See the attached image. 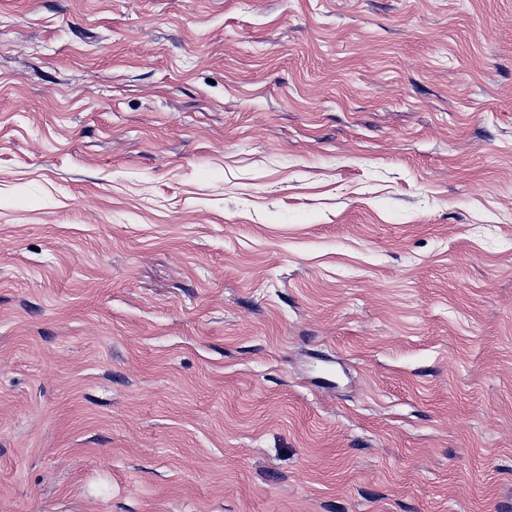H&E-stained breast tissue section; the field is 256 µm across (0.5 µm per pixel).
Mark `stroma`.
I'll list each match as a JSON object with an SVG mask.
<instances>
[{"mask_svg": "<svg viewBox=\"0 0 512 512\" xmlns=\"http://www.w3.org/2000/svg\"><path fill=\"white\" fill-rule=\"evenodd\" d=\"M0 512H512V0H0Z\"/></svg>", "mask_w": 512, "mask_h": 512, "instance_id": "stroma-1", "label": "stroma"}]
</instances>
